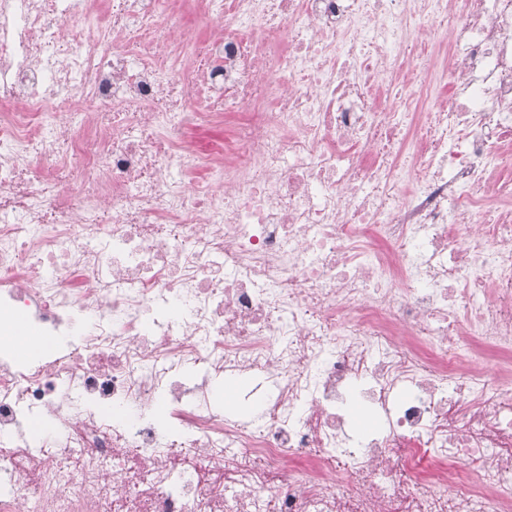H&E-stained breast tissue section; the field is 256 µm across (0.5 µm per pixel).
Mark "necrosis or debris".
Instances as JSON below:
<instances>
[{
  "instance_id": "necrosis-or-debris-1",
  "label": "necrosis or debris",
  "mask_w": 512,
  "mask_h": 512,
  "mask_svg": "<svg viewBox=\"0 0 512 512\" xmlns=\"http://www.w3.org/2000/svg\"><path fill=\"white\" fill-rule=\"evenodd\" d=\"M1 306L0 512H512V0H0ZM185 136L201 152H215L224 148V126L191 128Z\"/></svg>"
}]
</instances>
